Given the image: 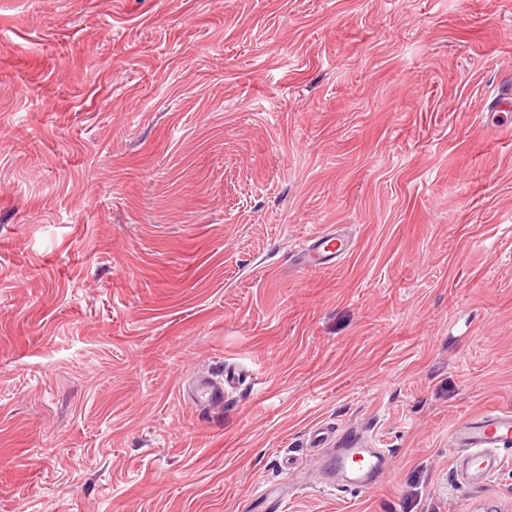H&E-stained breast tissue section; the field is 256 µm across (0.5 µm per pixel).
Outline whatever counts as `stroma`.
I'll return each instance as SVG.
<instances>
[{"label":"stroma","instance_id":"obj_1","mask_svg":"<svg viewBox=\"0 0 512 512\" xmlns=\"http://www.w3.org/2000/svg\"><path fill=\"white\" fill-rule=\"evenodd\" d=\"M508 85L512 0H0V512H512ZM305 248L304 258L308 266H320L342 258L350 251L349 240L340 231L318 233ZM450 439L457 450L456 464L471 484L494 476L502 466L499 450L512 451V413H481L457 423ZM351 460L359 467L351 468ZM387 460L388 457L378 448H371L365 438L353 435L342 441L332 463L336 472L350 483L349 486L369 489L374 485L377 476L387 468Z\"/></svg>","mask_w":512,"mask_h":512}]
</instances>
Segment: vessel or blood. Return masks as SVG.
Listing matches in <instances>:
<instances>
[{
	"mask_svg": "<svg viewBox=\"0 0 512 512\" xmlns=\"http://www.w3.org/2000/svg\"><path fill=\"white\" fill-rule=\"evenodd\" d=\"M350 246L340 231H325L314 236L305 248V262L320 266L348 254ZM457 450L456 464L470 483L480 484L494 476L502 466L500 450L512 451V413H481L457 423L450 433ZM337 473L351 486L371 488L387 467V457L360 436L342 441L333 459Z\"/></svg>",
	"mask_w": 512,
	"mask_h": 512,
	"instance_id": "b4317fda",
	"label": "vessel or blood"
}]
</instances>
